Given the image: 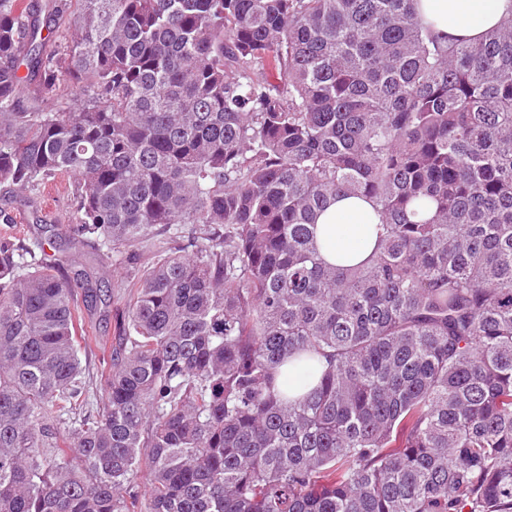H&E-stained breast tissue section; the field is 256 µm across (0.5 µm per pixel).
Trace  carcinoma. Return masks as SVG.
<instances>
[{
	"label": "carcinoma",
	"instance_id": "1",
	"mask_svg": "<svg viewBox=\"0 0 512 512\" xmlns=\"http://www.w3.org/2000/svg\"><path fill=\"white\" fill-rule=\"evenodd\" d=\"M75 2L68 38L65 4L0 0V186L74 176L52 237L119 265L166 239L93 380L97 292L0 237V512H512V19L471 43L417 0ZM351 195L384 233L325 264ZM316 244L326 263L350 267L374 252L381 223L374 205L357 196L337 197L317 218Z\"/></svg>",
	"mask_w": 512,
	"mask_h": 512
}]
</instances>
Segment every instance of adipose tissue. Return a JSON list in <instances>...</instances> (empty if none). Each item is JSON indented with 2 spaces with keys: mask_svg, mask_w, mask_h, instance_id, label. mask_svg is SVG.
<instances>
[{
  "mask_svg": "<svg viewBox=\"0 0 512 512\" xmlns=\"http://www.w3.org/2000/svg\"><path fill=\"white\" fill-rule=\"evenodd\" d=\"M418 9L435 33L474 42L512 16V0H420ZM380 222L369 200L336 198L317 218L316 244L321 258L344 268L365 262L377 244Z\"/></svg>",
  "mask_w": 512,
  "mask_h": 512,
  "instance_id": "obj_1",
  "label": "adipose tissue"
}]
</instances>
